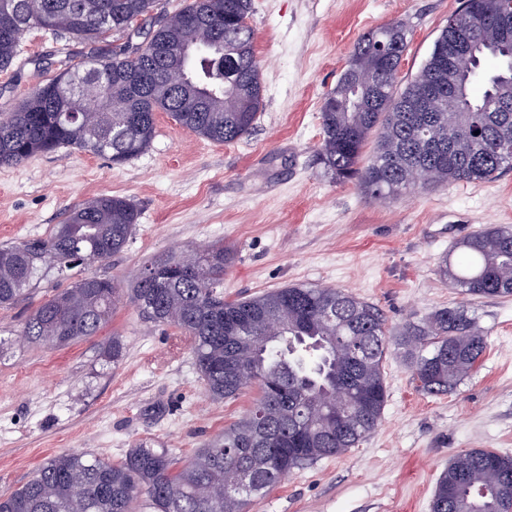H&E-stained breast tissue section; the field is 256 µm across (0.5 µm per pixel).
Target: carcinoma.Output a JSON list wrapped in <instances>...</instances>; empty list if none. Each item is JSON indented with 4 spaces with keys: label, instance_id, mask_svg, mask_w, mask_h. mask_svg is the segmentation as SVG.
I'll return each instance as SVG.
<instances>
[{
    "label": "carcinoma",
    "instance_id": "carcinoma-1",
    "mask_svg": "<svg viewBox=\"0 0 512 512\" xmlns=\"http://www.w3.org/2000/svg\"><path fill=\"white\" fill-rule=\"evenodd\" d=\"M158 0H0V71L25 36L43 30L69 46L124 45L83 57L35 86L0 120V166L76 147L121 164L143 153L165 112L180 126L219 143L252 129L263 104L261 61L247 23L251 0H188L172 16H153ZM508 0H461L419 73L403 89L397 75L408 30L395 21L362 36L321 106L319 149L326 173L355 180L387 201L430 186L485 181L512 168V44L498 38ZM469 32L475 56L453 72L442 60L448 28ZM144 35L140 43L134 42ZM189 82L170 84L168 59L189 41ZM496 61L487 71L485 59ZM367 90L359 103L352 85ZM425 85L453 86L434 112H413ZM501 104L508 112H487ZM376 136L372 154L364 148ZM138 221L134 203L117 195L89 198L45 238L0 246V305L24 297L39 273L61 274L121 252ZM438 273L466 298L512 297V230L488 227L457 242ZM236 250L215 242L185 256L150 263L131 302L156 325L181 330L208 397L258 395L236 423L176 470L167 449L139 441L119 462L90 451L47 458L22 487L0 493V512H134L144 497L153 512H246L252 498L295 469L338 456L378 427L386 402L384 363L392 346L406 357L428 395H444L481 361L487 338L463 306H448L388 334L380 309L331 287L286 286L249 299H224V272ZM121 287L81 278L39 304L19 335L65 347L96 336L109 322ZM119 336L104 355L124 357ZM430 512H512V457L487 449L453 455L434 490Z\"/></svg>",
    "mask_w": 512,
    "mask_h": 512
}]
</instances>
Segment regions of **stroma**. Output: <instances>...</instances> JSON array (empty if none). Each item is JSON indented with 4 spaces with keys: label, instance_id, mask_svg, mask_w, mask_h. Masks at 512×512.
<instances>
[{
    "label": "stroma",
    "instance_id": "obj_1",
    "mask_svg": "<svg viewBox=\"0 0 512 512\" xmlns=\"http://www.w3.org/2000/svg\"><path fill=\"white\" fill-rule=\"evenodd\" d=\"M459 0H252L247 19L261 61L263 107L252 131L217 143L158 113L143 154L115 165L64 147L0 167V244L50 234L67 208L102 194L129 198L139 220L123 252L83 265L130 288L161 256L217 241L235 245L224 297L288 285L342 288L383 312L391 335L435 309L464 305L488 347L448 394L416 387L401 349L385 362L387 399L376 431L342 455L295 470L254 498L248 512H430L440 474L456 453L487 448L512 456V297L469 302L436 272L463 237L512 226V169L490 182L432 186L381 202L338 182L319 162L320 108L355 44L393 21L409 31L398 75L420 71ZM56 44L25 38L0 72V117L60 71ZM73 276L50 274L23 302L0 306V493L27 482L45 460L91 451L120 461L139 441L168 449L182 467L238 421L254 393L210 400L190 345L172 326L145 323L122 300L109 323L66 347L29 345L16 332ZM122 336L118 367L101 349Z\"/></svg>",
    "mask_w": 512,
    "mask_h": 512
}]
</instances>
